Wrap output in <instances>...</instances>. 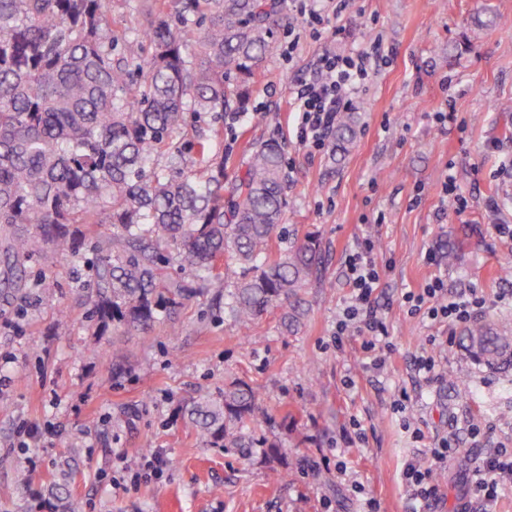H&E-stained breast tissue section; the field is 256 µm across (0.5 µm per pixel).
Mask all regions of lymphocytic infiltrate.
<instances>
[{"label": "lymphocytic infiltrate", "mask_w": 512, "mask_h": 512, "mask_svg": "<svg viewBox=\"0 0 512 512\" xmlns=\"http://www.w3.org/2000/svg\"><path fill=\"white\" fill-rule=\"evenodd\" d=\"M384 53L378 39L368 47L344 54L323 51L313 74L289 85L288 96L297 114L303 144L318 151L326 147L338 113L347 110L354 96L363 91ZM346 281L351 294L336 324V334L342 337L350 330H358L363 337L362 350L371 357V367L384 369L390 347L384 341L387 328L375 306L381 269L371 240H364L349 254ZM405 300L414 309L425 310L431 322H443L452 328L474 321L485 305L478 289L452 295L439 278L421 291L406 292ZM511 485L512 448L489 449L472 473L458 512H494V505Z\"/></svg>", "instance_id": "f902f5d3"}]
</instances>
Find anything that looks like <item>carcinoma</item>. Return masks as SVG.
<instances>
[{
    "label": "carcinoma",
    "mask_w": 512,
    "mask_h": 512,
    "mask_svg": "<svg viewBox=\"0 0 512 512\" xmlns=\"http://www.w3.org/2000/svg\"><path fill=\"white\" fill-rule=\"evenodd\" d=\"M111 2L0 0V286L23 305L28 268L77 254L73 226L100 224L82 254L97 322L168 325L212 294L245 336L273 311L298 331L322 252L315 234L284 230L282 147L252 148L226 198L221 131L186 128L189 112L217 121L247 109L286 0H139L131 36L112 29ZM356 135L355 113L339 115L335 148ZM223 264L239 269L231 285ZM463 343L512 366L511 323H476ZM184 414L201 441L241 449L265 419L244 380Z\"/></svg>",
    "instance_id": "carcinoma-1"
}]
</instances>
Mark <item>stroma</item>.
<instances>
[{
	"label": "stroma",
	"mask_w": 512,
	"mask_h": 512,
	"mask_svg": "<svg viewBox=\"0 0 512 512\" xmlns=\"http://www.w3.org/2000/svg\"><path fill=\"white\" fill-rule=\"evenodd\" d=\"M503 16L512 19V0H350L334 28L315 34L297 17L278 26L245 118L223 127L224 158L231 178L249 147L284 148L283 224L318 234L324 257L321 278L301 292L308 315L298 334L278 332L271 312L242 336L207 298L179 310L174 336L163 326L90 328L92 284L71 255L29 269L25 309L0 293V512H58L65 496L84 512H362L368 498L381 512H411L401 471L412 459L430 466V448L450 431L460 452L442 485L444 510L454 512L485 449L512 446V367H488L459 342L441 346L447 324L409 313L403 296L439 276L452 293L481 289L484 318L512 322V279L498 273L512 243L495 230L512 225V22L500 24ZM375 37L389 63L353 101V146L301 145L289 84L324 49ZM449 101L457 119L443 126L434 115ZM451 172L465 209L441 198ZM366 236L392 265L376 300L393 349L380 372L357 334L334 343L350 295L346 258ZM425 350L442 379L416 380L413 361ZM112 362L120 376L104 371ZM235 379L258 385L266 420L256 435L279 441L278 457L204 445L184 417L186 402ZM402 389L411 399L398 412ZM150 448L169 466L147 467ZM276 469L285 479L273 478Z\"/></svg>",
	"instance_id": "obj_1"
}]
</instances>
